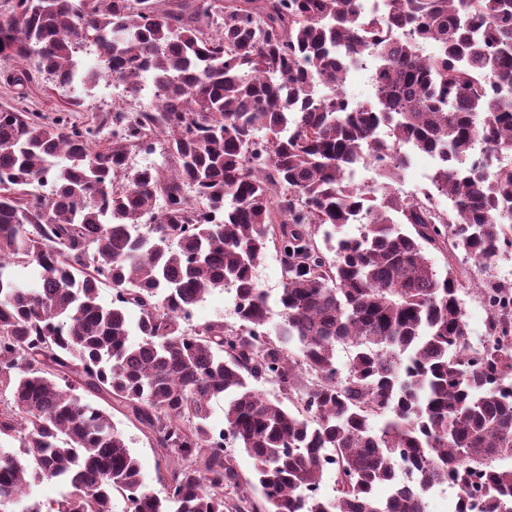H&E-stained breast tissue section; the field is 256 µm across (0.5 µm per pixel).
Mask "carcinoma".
<instances>
[{
    "label": "carcinoma",
    "instance_id": "1",
    "mask_svg": "<svg viewBox=\"0 0 512 512\" xmlns=\"http://www.w3.org/2000/svg\"><path fill=\"white\" fill-rule=\"evenodd\" d=\"M88 44L105 72H79ZM366 56L374 96L350 100L341 74ZM0 61L12 86L34 71L154 86L146 105L113 106L106 134L0 105V443H17L0 446V512H113L116 495L126 512H427L450 477L453 512L472 495L512 512V346L498 340L512 311L470 351L469 279L451 263L512 251V168L493 163L512 152V0H384L373 15L361 0H11ZM404 143L440 160L421 197L393 189ZM158 145L172 166L127 171L131 150ZM364 157L386 162L370 186L353 175ZM271 241L274 338L254 277ZM429 248L448 251L446 275ZM33 264L29 287L18 271ZM224 288L238 326L182 327L181 308ZM339 344L354 348L345 373ZM116 412L164 462V496ZM328 453L332 498L318 493ZM44 481L57 497L36 496Z\"/></svg>",
    "mask_w": 512,
    "mask_h": 512
}]
</instances>
